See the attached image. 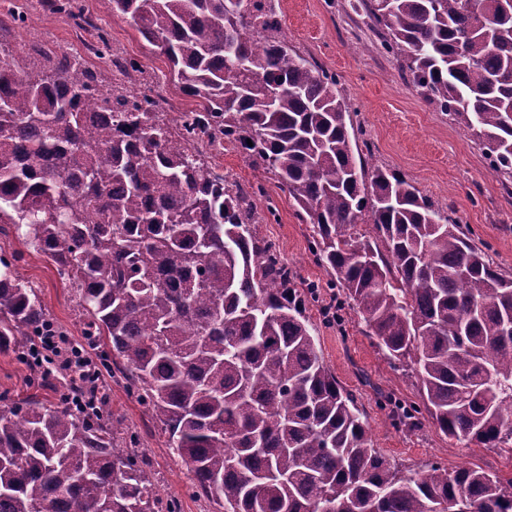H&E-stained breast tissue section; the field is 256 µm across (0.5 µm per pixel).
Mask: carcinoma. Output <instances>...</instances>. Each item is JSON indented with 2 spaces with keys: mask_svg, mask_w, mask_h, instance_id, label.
<instances>
[{
  "mask_svg": "<svg viewBox=\"0 0 512 512\" xmlns=\"http://www.w3.org/2000/svg\"><path fill=\"white\" fill-rule=\"evenodd\" d=\"M384 48L512 178V0H364ZM200 100L158 101L67 53L0 51V224L76 288L84 336L224 512H512L485 469H404L317 350L295 275L253 197L198 145L274 176L309 250L438 429L512 454V277L400 174L356 158L336 75L288 50L262 0H102ZM85 25L77 0H53ZM50 325L0 259V351ZM0 408V512H182L108 400Z\"/></svg>",
  "mask_w": 512,
  "mask_h": 512,
  "instance_id": "cac0c4a2",
  "label": "carcinoma"
}]
</instances>
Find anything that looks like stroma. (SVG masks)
<instances>
[{
  "label": "stroma",
  "mask_w": 512,
  "mask_h": 512,
  "mask_svg": "<svg viewBox=\"0 0 512 512\" xmlns=\"http://www.w3.org/2000/svg\"><path fill=\"white\" fill-rule=\"evenodd\" d=\"M92 26L81 27L66 12L50 13L45 0H0V50L18 56L42 48L52 53H79L88 66L111 75L108 59L88 54L87 44L106 34L109 47L122 59L140 64L139 86L163 99L169 112L195 109V99L182 95L170 80L169 62L160 49L147 43L127 21L113 17L100 0H79ZM351 0H271L288 46L307 60L334 73L350 103L351 126L369 163L391 169L412 180L420 193L448 210L467 236L481 247L506 276L512 277V180L490 174L483 149L466 130L430 104L400 70L399 62L382 48L376 34L356 14ZM24 21H16V14ZM260 237L272 240L296 273L298 288L323 284V299L307 303L306 316L314 328L317 348L325 365L346 389L359 396V407L369 426L375 448L403 468L422 470L437 462L448 470L477 465L512 480V456L493 448H463L450 440L431 419L421 427L399 425L395 407L420 401L414 377L393 370L365 334V324L354 304L329 313L330 275L315 264L308 251L311 225L303 223L275 180L265 183L256 197ZM276 218H269V208ZM0 255L16 256L19 276L36 288L42 304L67 342L82 344L79 299L43 256L24 253L14 235L0 232ZM60 374L42 377L14 352H0V393L9 402L33 399L59 404ZM113 414L135 433L156 477L162 497L180 500L182 512H220L204 497L191 494L188 468L165 445L154 421L111 384L108 393Z\"/></svg>",
  "instance_id": "35a3bbf8"
}]
</instances>
